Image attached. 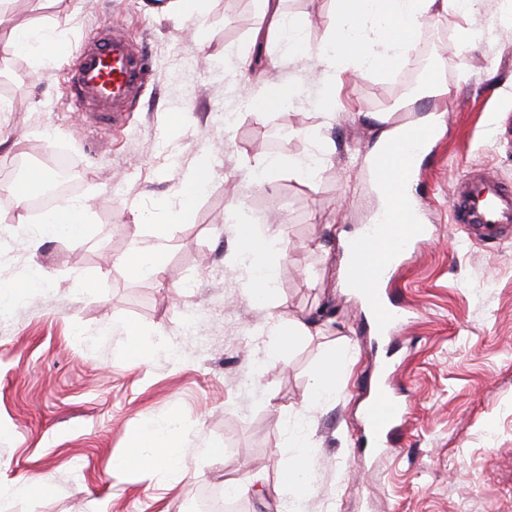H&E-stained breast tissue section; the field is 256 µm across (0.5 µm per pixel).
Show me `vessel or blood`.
Instances as JSON below:
<instances>
[{
  "label": "vessel or blood",
  "instance_id": "b4317fda",
  "mask_svg": "<svg viewBox=\"0 0 512 512\" xmlns=\"http://www.w3.org/2000/svg\"><path fill=\"white\" fill-rule=\"evenodd\" d=\"M60 56L71 74L69 95L91 109L92 119L109 128L120 125L130 101L146 76L145 58L121 34L103 42H85ZM431 130L405 125L397 142L378 153L371 176L389 196L390 203L378 224L348 242L350 286L359 294L379 333H392L408 312L391 303L386 287L398 262L430 234L403 198V189L415 175L411 156L423 150ZM453 221L468 237L486 241L512 230V186L495 175L472 172L454 183ZM407 406L389 390H381L363 410V422L376 446L389 444L400 428Z\"/></svg>",
  "mask_w": 512,
  "mask_h": 512
}]
</instances>
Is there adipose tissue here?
Segmentation results:
<instances>
[{
    "label": "adipose tissue",
    "instance_id": "adipose-tissue-1",
    "mask_svg": "<svg viewBox=\"0 0 512 512\" xmlns=\"http://www.w3.org/2000/svg\"><path fill=\"white\" fill-rule=\"evenodd\" d=\"M260 2L265 24L254 31L253 43L274 47L282 57L314 55L323 61L322 90L316 101L323 121L320 127L299 131L300 136L316 141L318 149L312 156L263 154L254 158L250 169L258 179L285 171L311 180L319 175L333 154L325 131L332 126L342 107L339 89L346 82L407 62L410 42L394 35L392 24L399 23L412 30L421 19L442 13L466 18L479 12L484 0H334L332 21L314 45L304 37V22L284 11L283 0ZM239 92L244 107H261L267 111L281 108L295 96L294 86L286 81L245 83ZM209 169L208 155H199L175 199L157 200L156 223H170L191 208ZM89 231V206L68 200L44 216L38 235L42 238L61 235L81 241L87 238ZM236 238L239 258L249 265L247 290L256 303L269 305L276 293L279 267L269 263L267 257L274 251L286 252L288 243L279 229L261 231L247 222L238 224ZM179 430V423L174 419L138 429L130 440L133 455L122 460V468L161 467L179 475L187 474L186 457L176 456L169 446Z\"/></svg>",
    "mask_w": 512,
    "mask_h": 512
}]
</instances>
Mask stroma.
I'll return each instance as SVG.
<instances>
[{
    "mask_svg": "<svg viewBox=\"0 0 512 512\" xmlns=\"http://www.w3.org/2000/svg\"><path fill=\"white\" fill-rule=\"evenodd\" d=\"M166 2L10 0L0 27V70L26 77L0 112V166L45 149L70 156L80 172L74 197L93 219L85 241L37 244L36 212L0 194V287L19 292L0 314V512H187L198 491L232 478L249 485L245 512H512V235L469 241L450 213L453 182L468 168L512 184V151L497 124L512 113L501 93L512 84V39L466 47L469 31L512 22V0H485L466 20H422L407 65L345 87L351 107L328 131L334 165L313 180L280 171L260 183L250 165L268 152L272 132L288 133L282 153L313 152L297 131L321 121L323 64L286 58L269 68L266 78L291 81L298 101L257 117L237 97L245 72L224 55L246 51L262 22L257 0H205L197 21L166 11ZM284 8L308 19L315 44L333 4L284 0ZM109 21L143 50L149 77L124 125L107 132L65 96L61 61L12 52L8 41L11 30L37 28L71 46ZM420 65L433 66L452 95L407 105L396 87ZM388 111L400 121L437 113L443 123L412 189L432 235L394 275L390 289L409 315L383 338L338 271L342 235L372 223L378 208L365 167L350 162L379 137L360 115ZM205 150V186L165 229V273H129L121 257L153 243L156 201L181 188ZM244 218L282 225L288 237L287 261L270 256L280 264L270 310L238 274L235 226ZM34 264L47 282L28 289ZM273 311L317 327L241 387L276 344ZM127 325L136 337L124 334ZM159 338L170 352L154 350ZM332 347L349 360L335 399L315 403V367ZM385 359L395 363L407 414L398 441L382 450L366 440L360 414ZM173 416L183 424L174 450L190 461L187 476L115 468L134 430ZM291 435L314 461L299 498L278 491ZM39 475L48 488L14 494Z\"/></svg>",
    "mask_w": 512,
    "mask_h": 512,
    "instance_id": "35a3bbf8",
    "label": "stroma"
}]
</instances>
